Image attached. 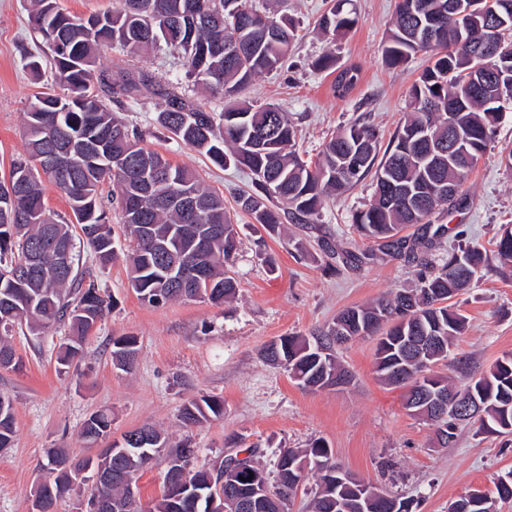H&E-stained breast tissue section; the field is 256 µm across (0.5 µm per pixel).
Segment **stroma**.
<instances>
[{
  "instance_id": "obj_1",
  "label": "stroma",
  "mask_w": 512,
  "mask_h": 512,
  "mask_svg": "<svg viewBox=\"0 0 512 512\" xmlns=\"http://www.w3.org/2000/svg\"><path fill=\"white\" fill-rule=\"evenodd\" d=\"M258 2L274 17L292 20L297 39L285 65L257 77L242 99L288 112L297 148L309 162L331 134L362 116L390 138L410 112L411 89L430 63L424 52L397 67L384 63L396 0H352L358 22L335 42L317 27L329 0ZM30 10L31 0H0V180L25 151L22 130L29 102L52 80L50 69L36 75L24 65L26 54L47 53L29 21ZM326 53L335 55L338 66L360 69L359 82L345 96L337 95L334 74L315 66ZM99 63L115 73L147 71L163 83L180 78L198 105L210 109L219 104L204 85L185 78L178 55L168 49L133 55L116 45L105 47ZM117 112L141 131L146 147L172 164L196 170L205 185L223 194L238 231L232 267L238 290L218 306L201 299L144 304L128 285L129 246L120 211L110 208L117 257L97 271L110 307L82 358L64 370L51 343L18 329L10 337L20 364L0 368V397L11 400L16 418L14 443L0 450V512H27L31 490L45 477L48 451L63 448L92 456L140 426L198 449L200 463H214L230 452L249 453L269 473L280 450L304 448L319 439L357 478L390 495L417 499L419 512H448L451 501L475 488H491L498 474L512 469V435L478 434L465 427L454 445L436 443L430 423L406 409L403 389L379 380L375 337L336 347L352 376L347 387L337 390L305 389L285 368L263 358L264 347L279 337L318 335L346 307L417 286L418 266L379 251L352 228L354 213L372 196L371 180L331 198L316 223L288 222L271 236L236 203L240 193L252 189L248 171L215 165L170 138L156 122L153 100L124 105ZM510 146L512 108L503 113L470 173L464 203L431 215L432 225L448 227L433 258L447 255L461 238L490 245L502 226L512 227V172L502 163V151ZM329 247L363 254L364 260L332 265L325 253ZM455 303L467 317L468 329L437 371L461 386L469 375L512 353V268L489 261ZM126 335L135 336L138 347L128 371L112 361L113 338ZM462 357L469 373L456 367ZM204 395L223 399V416L184 426L182 404ZM100 410L112 415L111 433L86 444L83 423Z\"/></svg>"
}]
</instances>
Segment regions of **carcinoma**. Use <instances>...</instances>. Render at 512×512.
<instances>
[{
  "label": "carcinoma",
  "instance_id": "cac0c4a2",
  "mask_svg": "<svg viewBox=\"0 0 512 512\" xmlns=\"http://www.w3.org/2000/svg\"><path fill=\"white\" fill-rule=\"evenodd\" d=\"M418 0H397L386 63L396 66L410 53H433V64L412 89V112L393 133L387 146L366 118L330 137L310 165L295 149V133L288 113L275 104L254 107L234 102L243 88L261 74L281 67L295 39L292 21L278 20L248 5V0H122V7L104 14L75 18L57 0H32L30 22L49 50L53 81L61 92L48 88L34 95L27 107L23 137L26 156L11 163L9 178L0 182V335L26 328L39 340L66 329L53 346L56 361L70 367L109 309L94 267L104 268L115 258V242L100 187L109 179L120 191L117 206L124 235L132 246L129 285L150 305L189 299L202 292L214 305L236 293L231 266L238 249V232L224 210V197L207 188L192 170L172 165L142 144V135L112 112L111 104H139L144 93L158 101L156 122L183 144L198 150L221 167L244 168L253 176L255 191L239 195L237 203L268 234L278 232L285 220L314 223L327 198L347 192L367 176L375 182L373 199L353 216V227L380 249L419 262L432 249L434 238L447 233L439 225L433 235L402 230L414 224L430 228L429 217L443 205L461 200L464 184L493 134L507 106L512 104V59H486V77L464 87L457 78L470 68L477 45L471 36L482 21L474 13L452 16L413 13ZM348 0H332L319 28L336 40L356 24L345 9ZM192 6L202 21L194 28H176V18ZM284 27L283 40L273 44L268 30ZM438 30L430 41L422 28ZM118 45L130 53L161 45L179 54L186 75L202 81L215 97L231 100L221 109L196 104L179 83L161 85L144 72L112 73L97 66L98 49ZM336 72V92L343 96L358 82L356 66L336 68L328 53L315 62ZM457 107L439 109V104ZM460 141L458 157L448 158V136ZM105 144L112 164L92 155L82 165H71L75 149L85 142ZM60 150L58 170L41 171L34 160L49 145ZM67 198L73 220L59 222L47 209L43 180ZM151 225L165 240L168 256L157 253L141 232ZM79 234H74V229ZM89 247L95 265L81 260L79 244ZM57 248L71 250L65 269L53 261ZM494 258L512 266V230L495 242ZM483 251L467 244L448 252L436 264H426L420 285L399 290L388 300L347 307L328 330L309 340L281 336L265 350V359L286 368L301 386L324 389L331 377L351 380L332 353L334 326L355 339L376 336L375 369L388 385L407 388L405 406L416 415L432 416L418 390L454 397L460 391L432 367L448 359L454 340L462 335L467 318L450 303L472 281L486 262ZM177 261L186 271L184 286L173 285L164 270ZM137 354V340H112V357L129 367ZM483 408L472 421L478 432L512 433V354L498 359L468 383ZM224 414V401L202 396L182 406L185 425L196 426ZM111 416L92 413L85 421L86 440L109 432ZM16 432L13 405L0 397V448L12 446ZM156 440L131 446L123 464L110 477L89 467L91 458L74 459L61 449L50 451L45 481L32 495L57 502L71 489L72 478L89 471L93 489L85 512H138L128 496L129 484L154 459L161 447L168 456H180L182 442L169 443L152 427L137 429ZM191 450L187 480L190 488L175 491L164 486L153 512H231L224 499V462L194 467ZM234 476L233 495L247 504L244 512H288V502L299 485L317 477L312 512H413L414 502L389 495L355 478L333 482L325 466L338 467L332 449L316 440L309 447L284 449L276 463L275 482L254 465L251 457ZM495 491L473 490L452 501L448 512H494L496 501H512V470L494 480Z\"/></svg>",
  "mask_w": 512,
  "mask_h": 512
}]
</instances>
